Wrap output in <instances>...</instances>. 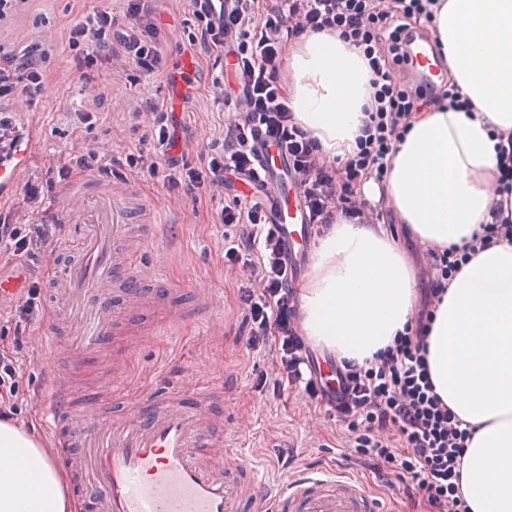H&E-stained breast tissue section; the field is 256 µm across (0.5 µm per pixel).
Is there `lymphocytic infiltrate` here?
<instances>
[{
  "mask_svg": "<svg viewBox=\"0 0 512 512\" xmlns=\"http://www.w3.org/2000/svg\"><path fill=\"white\" fill-rule=\"evenodd\" d=\"M189 3L185 29L199 53L223 56L227 37H234L235 78L246 110H233L223 77H215L212 84L230 113L223 137L211 142L198 162L176 155L188 128L170 112L164 123L142 134L134 149L121 147L108 157L91 147L74 153L58 168L56 178L30 188V202L55 195L81 172L123 180L158 176L170 193L211 191L223 186L229 174L248 177L257 185L273 157L280 156L288 160L309 223L321 234L340 214L368 223V202H355L354 197L365 182H384L388 157L407 131L417 104L438 110L468 105L454 89L427 91L394 81L396 68L407 57L411 24L431 23L437 0H277L273 5L241 0L228 10L215 8L210 0ZM310 33H326L358 49L370 72V102L356 150L339 170L326 161L317 139L297 120L284 76L290 49ZM163 38L151 0H126L122 16L96 10L71 26L68 47L82 81L92 82L96 74L128 60L145 74H165L181 100H189L190 85L180 84L166 69ZM48 55V48L36 42L19 53L0 48V99L20 88L41 91L46 80L42 62ZM212 221L236 226L235 236L224 240V259L249 270V284L241 289L240 329L249 347L268 348L275 367L273 375L258 376V387L300 390L309 399L321 400L324 391L310 368V348L302 334L299 299L290 284L278 225L270 222L264 203L255 197L223 201ZM509 236L512 224L495 213L467 249L428 250L434 271L431 294L440 296L471 256ZM431 320V310L420 309L417 320L372 362L343 361L342 387L328 416L344 430L347 464L373 470L381 482L418 498L428 512H471L459 490L471 432L434 390L427 359Z\"/></svg>",
  "mask_w": 512,
  "mask_h": 512,
  "instance_id": "lymphocytic-infiltrate-1",
  "label": "lymphocytic infiltrate"
}]
</instances>
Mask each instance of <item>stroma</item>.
<instances>
[{"mask_svg":"<svg viewBox=\"0 0 512 512\" xmlns=\"http://www.w3.org/2000/svg\"><path fill=\"white\" fill-rule=\"evenodd\" d=\"M105 9L122 15L125 0H27L22 10L0 22V44L9 50H22L40 40L43 30L53 29L52 54L45 63L49 78L41 94L29 103L42 134L40 156L21 179L23 185L41 184L48 178L51 165L66 161L79 147L90 145L101 154H111L116 146H135L140 128L152 125L155 118L169 111L171 100L166 81L146 75L127 65L113 74H101L95 85L88 86L74 78L67 47L70 25L94 10ZM71 81L60 84L61 74ZM124 99L122 107L112 105L114 95ZM212 85L199 87L193 101L182 114L192 132V151L200 153L208 142L221 138L227 117L223 105L215 100ZM99 103L98 121L88 129L75 124L76 110ZM138 113V125H131L129 113ZM117 191L132 196L138 204L132 236L149 263L157 267L159 281L153 291L159 297L174 295L176 302L199 301L200 313L181 328L167 332L162 340L141 346L134 356H127L125 340L116 337L106 342L94 355L77 356L71 372L80 400L111 404L112 412L123 415L137 411L141 395L161 383L179 386L185 393L182 404L193 408V394L202 388L221 393L213 412L218 429L239 434V446L247 457L266 462L273 472H280L278 451L292 449L295 467L332 469L355 475L367 492L389 512H424L398 490L381 486L369 469L348 466L342 458V430L330 420L323 406L301 394L284 391L259 392L254 388L258 375L271 371V360L264 350L250 348L245 336L237 332L239 316L238 288L246 278L241 266L224 261V237L234 234V227L210 223L214 206L209 194L201 198L185 193H166L157 178L116 181ZM379 222L405 250L413 267L418 295L426 293L425 270L428 258L405 225L396 223L383 205H376ZM82 227L66 224L65 237L56 246L42 245L37 263L0 267V275L10 276L25 270L28 281L52 273L59 255L80 250ZM210 286L207 297L194 296L196 281ZM42 320L28 328L18 365L25 380L17 399V425L35 430L42 448H49L52 435L40 415L45 392L49 350L43 344L48 321L57 305L49 287H42ZM125 369L129 396L114 398L112 375Z\"/></svg>","mask_w":512,"mask_h":512,"instance_id":"obj_1","label":"stroma"}]
</instances>
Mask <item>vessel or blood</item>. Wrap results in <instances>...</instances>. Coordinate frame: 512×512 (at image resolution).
<instances>
[{
    "label": "vessel or blood",
    "mask_w": 512,
    "mask_h": 512,
    "mask_svg": "<svg viewBox=\"0 0 512 512\" xmlns=\"http://www.w3.org/2000/svg\"><path fill=\"white\" fill-rule=\"evenodd\" d=\"M441 76L429 57L417 56L401 74L424 85ZM35 130L20 134L0 147V202L14 191L34 160ZM268 213L281 234H288L281 205L287 184L267 175L262 186ZM132 206L114 192L95 200L70 204L72 223L84 226V244L56 276L54 288L66 305L57 320L61 333H50V350L66 346L73 354L92 353L125 327L132 340L153 339L159 327L186 320L184 311L166 305L155 309L156 325L137 327L148 294L147 281L157 276L141 260L140 251L126 248ZM120 276L125 301L113 313L109 287ZM182 391L168 388L148 393V404L137 413L116 420L111 412L88 405L77 407L71 370L53 358L42 414L53 435L50 460L69 459L94 489L98 512H382L350 476L328 471L310 472L289 483L266 480L255 461L236 446L235 436H214L208 407L215 391L194 396L195 410H185ZM221 442L224 466L215 468L202 457L203 448Z\"/></svg>",
    "instance_id": "1"
}]
</instances>
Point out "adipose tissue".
Listing matches in <instances>:
<instances>
[{"label": "adipose tissue", "instance_id": "obj_1", "mask_svg": "<svg viewBox=\"0 0 512 512\" xmlns=\"http://www.w3.org/2000/svg\"><path fill=\"white\" fill-rule=\"evenodd\" d=\"M471 112L419 109L390 156L384 185L366 183L431 248L471 242L489 212L512 218L497 182L499 133L512 132V0H443L431 30ZM292 108L328 160L353 153L369 99L357 49L313 33L291 56ZM416 282L396 240L341 218L313 251L301 327L337 359L358 363L416 315ZM428 362L436 393L473 433L460 491L471 512H512V240L475 254L433 302ZM64 470L39 439L0 422V512H79Z\"/></svg>", "mask_w": 512, "mask_h": 512}]
</instances>
